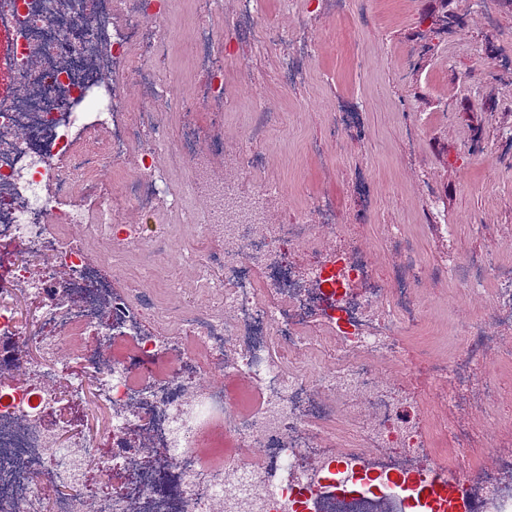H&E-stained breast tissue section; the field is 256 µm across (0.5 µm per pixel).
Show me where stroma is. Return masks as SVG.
<instances>
[{
  "mask_svg": "<svg viewBox=\"0 0 512 512\" xmlns=\"http://www.w3.org/2000/svg\"><path fill=\"white\" fill-rule=\"evenodd\" d=\"M432 3L345 0L340 10H312L295 0L287 12L281 0H264L257 29L246 37L255 79H241L236 61L226 69L238 108L224 115V157L246 149L268 155L263 180L288 193L271 222L301 214L311 197H329L337 223L366 225L361 244L380 275L391 261L375 235L382 224L404 226L430 269L480 250L490 264L512 263V70L493 62L512 52V6L489 16L480 0H449L456 22L424 55L419 18ZM164 23L172 32L167 73L177 79L175 95L185 97L197 78L194 32L222 31L224 18L200 12L198 0H169ZM276 28L315 46L302 84L284 88L274 78L268 33ZM258 97L279 109L263 135L249 112ZM356 97L365 102L360 135L332 134L333 113ZM359 173L373 190L368 207L353 192ZM436 224L451 225V235L435 236ZM448 292L447 282L423 276L417 294L436 338L428 345L410 337V359L425 349L454 356L463 347L462 325L492 324L488 296L452 308L440 301Z\"/></svg>",
  "mask_w": 512,
  "mask_h": 512,
  "instance_id": "stroma-1",
  "label": "stroma"
}]
</instances>
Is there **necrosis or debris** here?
<instances>
[{"instance_id": "obj_1", "label": "necrosis or debris", "mask_w": 512, "mask_h": 512, "mask_svg": "<svg viewBox=\"0 0 512 512\" xmlns=\"http://www.w3.org/2000/svg\"><path fill=\"white\" fill-rule=\"evenodd\" d=\"M167 4L0 0V512H317L335 460L360 481L370 444L379 474L419 481L442 454L429 434L469 479L500 417L493 395L484 430L465 417L473 382L512 336L467 326L462 354L424 357L414 395L388 384L405 336L428 324L416 245L379 228L392 263L371 279L363 227L337 223L332 200L310 203L318 223H269L277 187L239 185L265 155L241 152L218 177L220 123L204 136L160 123L155 108L183 107L157 84ZM224 44L198 28L189 97L216 113L235 107ZM270 47L279 83L296 84L312 44L281 32ZM123 74L149 96L133 114ZM162 156L186 167L183 190ZM126 164L139 175L114 190L102 173ZM438 275L459 298L490 290L512 323V265L476 253ZM20 294L45 303L33 339ZM429 398L449 414L424 430Z\"/></svg>"}]
</instances>
